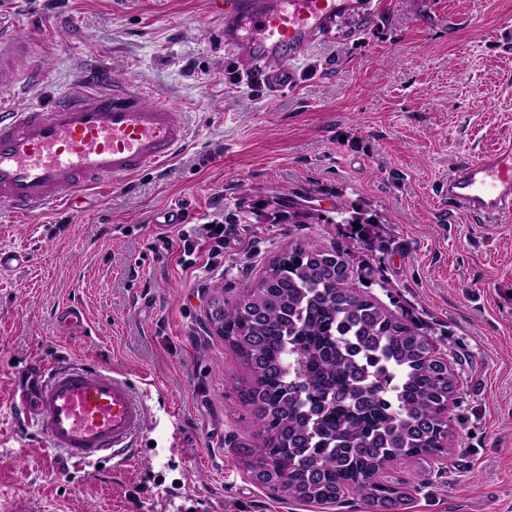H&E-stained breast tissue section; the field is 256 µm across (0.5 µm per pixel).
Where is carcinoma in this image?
I'll return each mask as SVG.
<instances>
[{"label":"carcinoma","mask_w":512,"mask_h":512,"mask_svg":"<svg viewBox=\"0 0 512 512\" xmlns=\"http://www.w3.org/2000/svg\"><path fill=\"white\" fill-rule=\"evenodd\" d=\"M340 223L372 254L382 240L362 212ZM347 253L285 246L261 283L224 303L222 336L248 366L258 426L237 449L261 485L324 505L351 494L371 512H403L410 492L386 479L399 460L445 458L457 388L433 338L352 283Z\"/></svg>","instance_id":"1"}]
</instances>
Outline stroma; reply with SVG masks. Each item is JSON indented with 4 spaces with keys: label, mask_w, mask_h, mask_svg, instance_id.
<instances>
[{
    "label": "stroma",
    "mask_w": 512,
    "mask_h": 512,
    "mask_svg": "<svg viewBox=\"0 0 512 512\" xmlns=\"http://www.w3.org/2000/svg\"><path fill=\"white\" fill-rule=\"evenodd\" d=\"M0 30L33 37L0 109L116 74L179 105L192 132L174 161L85 191L80 210L0 208V248L33 257L0 271V512L20 494L48 512H370L352 495L319 507L252 479L236 452L257 431L251 374L207 318L289 242L360 266L340 203L390 242L369 294L419 320L458 379L449 471L390 469L413 489L405 512H512V221L479 229L437 194L456 162L512 138V0H371L275 95L240 78L213 0H0ZM172 209L187 226L223 219L221 271H182L161 241L177 236L159 221ZM295 210L310 223L289 222ZM66 304L85 327L59 325ZM55 361L134 382L148 407L134 458L46 467L7 395Z\"/></svg>",
    "instance_id": "obj_1"
}]
</instances>
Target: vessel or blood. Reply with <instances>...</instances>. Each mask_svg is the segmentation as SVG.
<instances>
[{
    "mask_svg": "<svg viewBox=\"0 0 512 512\" xmlns=\"http://www.w3.org/2000/svg\"><path fill=\"white\" fill-rule=\"evenodd\" d=\"M358 9V0H225L224 48L243 75L275 92L296 83L293 61ZM1 48L4 88L23 71L26 41L12 35ZM190 136L176 104L135 85H74L48 104L0 114V205L21 216L76 207L82 189L160 167ZM438 187L485 225L512 218V141L460 161ZM9 402L52 457L80 466L132 458L147 414L127 378L83 363L42 365L35 385H14Z\"/></svg>",
    "mask_w": 512,
    "mask_h": 512,
    "instance_id": "1",
    "label": "vessel or blood"
}]
</instances>
